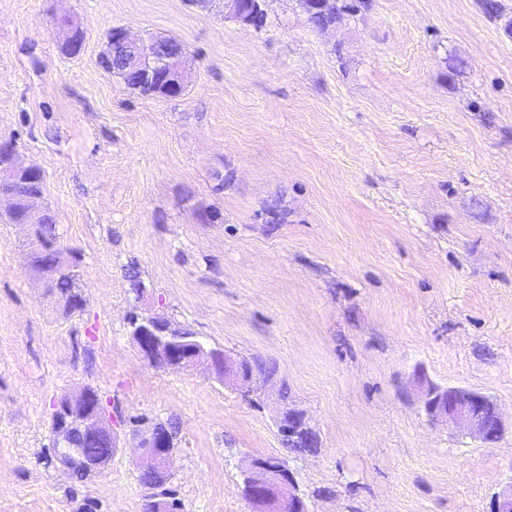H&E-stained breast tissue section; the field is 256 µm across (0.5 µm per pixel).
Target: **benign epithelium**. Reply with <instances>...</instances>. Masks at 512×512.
Returning <instances> with one entry per match:
<instances>
[{
	"label": "benign epithelium",
	"mask_w": 512,
	"mask_h": 512,
	"mask_svg": "<svg viewBox=\"0 0 512 512\" xmlns=\"http://www.w3.org/2000/svg\"><path fill=\"white\" fill-rule=\"evenodd\" d=\"M268 0H224V17L245 25H255L266 16ZM84 32L78 27H64L63 48L72 55L81 49ZM188 49L182 43H166L153 36H132L126 30H112V39L101 57L104 68L117 58L126 74L136 82L153 86L154 92L167 97L182 93L186 86L183 62ZM17 147L12 145L0 154V198L9 207L26 211L31 234L41 240L53 238V227L37 224L44 209L40 194L20 192L23 177L30 167L17 160ZM131 336L141 353L150 361L172 369L189 370L198 366L218 381L248 382L253 372L244 362L224 358V351L203 341L187 325L174 324L157 316H141L131 322ZM422 399L432 421H444L474 439L492 442L504 432V423L495 402L489 397L463 387H440L421 380ZM279 425L288 435L316 440L306 425L303 413L281 403ZM86 441H102L109 446L106 453L89 454L79 448ZM138 447L146 464L142 472L153 478L148 487L147 503L153 512L163 507L153 490L164 487L170 479L171 437L164 425L154 424L139 433ZM51 448L56 462L68 474L78 473L90 479L101 473L112 460L115 448L112 422L102 409L97 390L85 388L75 395H64L53 405ZM244 491L252 512H307L293 474L275 459H254L243 470ZM490 512H512V480L501 485L494 494Z\"/></svg>",
	"instance_id": "obj_1"
}]
</instances>
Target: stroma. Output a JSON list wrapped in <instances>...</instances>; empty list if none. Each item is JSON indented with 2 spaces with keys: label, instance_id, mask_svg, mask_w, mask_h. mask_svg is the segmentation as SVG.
Returning <instances> with one entry per match:
<instances>
[{
  "label": "stroma",
  "instance_id": "stroma-1",
  "mask_svg": "<svg viewBox=\"0 0 512 512\" xmlns=\"http://www.w3.org/2000/svg\"><path fill=\"white\" fill-rule=\"evenodd\" d=\"M114 28L181 40L186 91L104 70ZM3 139L43 172L85 305L67 311L28 227L0 223V512H143L147 421L174 428L178 512H250L254 458L283 462L309 512H489L512 479V0H367L326 31L298 0H269L259 30L224 0H0ZM134 313L274 377L247 393L156 366ZM423 377L491 397L502 436L430 422ZM86 387L118 447L79 482L49 430ZM283 388L313 453L280 442Z\"/></svg>",
  "mask_w": 512,
  "mask_h": 512
}]
</instances>
